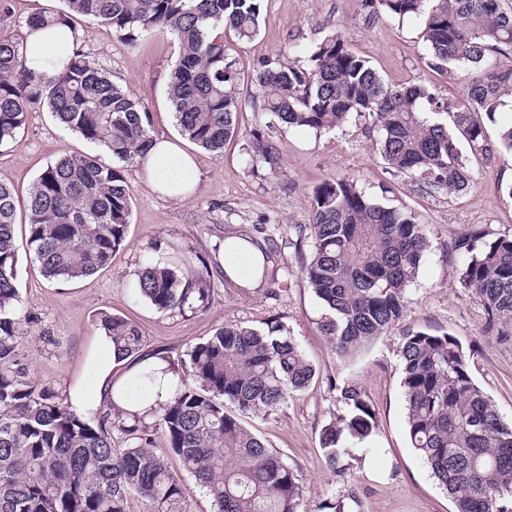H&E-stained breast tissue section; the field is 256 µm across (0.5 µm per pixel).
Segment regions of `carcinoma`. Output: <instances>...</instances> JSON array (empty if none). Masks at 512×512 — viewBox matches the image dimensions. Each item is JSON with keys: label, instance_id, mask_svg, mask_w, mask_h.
<instances>
[{"label": "carcinoma", "instance_id": "cac0c4a2", "mask_svg": "<svg viewBox=\"0 0 512 512\" xmlns=\"http://www.w3.org/2000/svg\"><path fill=\"white\" fill-rule=\"evenodd\" d=\"M26 20L28 26H67L88 17L119 39L138 42L158 31L174 35L179 53L168 95L180 131L217 156L236 136L242 80L250 78L259 109L270 121L316 132L364 118L385 168L408 174L435 191L466 190L471 174L460 143L491 159L512 153V125L487 138L480 117L512 112V10L503 0H363L368 13L412 18L422 27L428 64L454 77L470 75L463 102L450 104L430 89L394 87L329 34L304 48L307 65L268 58L250 74L224 41L209 37L219 25L239 40L260 31L263 0H60ZM61 72L44 77L26 65L22 38L0 31V145L15 138L29 114L46 109L56 122L112 156L68 153L47 166L29 190L28 244L41 273L69 282L107 267L124 246L132 199L126 168L143 162L152 145L150 113L131 98L77 42L61 49ZM248 154L278 169L279 154L264 132L251 133ZM18 199L0 183V512H128L135 494L152 512H186L188 488L169 454L206 491L214 512H303V487L294 469L226 411L267 415L292 391L305 389L315 368L274 321L264 329L221 327L190 354V384L170 357L168 368L148 370L143 385L178 376L158 417L167 442L159 450L139 426L107 407L91 424L40 388L20 360L23 339L16 285ZM310 242L302 275L320 301L317 328L336 354L353 359L401 320L407 288L429 248L425 226L383 203L349 179L326 181L313 195L310 224L297 225ZM477 231L458 250L461 288L484 312L485 331L512 344V235L485 240ZM192 258L148 262L136 289L161 312H196L209 304L207 267ZM118 360L141 359L144 337L132 320L101 313ZM401 388L414 452L454 500L456 512H512V424L470 376L461 342L444 333L407 330L399 344ZM346 411L322 429L328 467L348 470L344 442H373L375 413L354 384L339 388ZM124 435L114 444L112 431Z\"/></svg>", "mask_w": 512, "mask_h": 512}]
</instances>
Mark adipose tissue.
Segmentation results:
<instances>
[{"instance_id":"adipose-tissue-1","label":"adipose tissue","mask_w":512,"mask_h":512,"mask_svg":"<svg viewBox=\"0 0 512 512\" xmlns=\"http://www.w3.org/2000/svg\"><path fill=\"white\" fill-rule=\"evenodd\" d=\"M22 35L28 67L37 73L54 76L52 61L55 51L51 45V34L27 27ZM144 167L151 189L171 200H186L199 179L194 157L178 142L164 137L155 139ZM89 365L90 376L80 377L66 391L67 402L77 415L93 417L103 406L118 402L126 412L147 419L151 417L153 408L167 398V390L154 387L144 391L139 401H122L121 390L140 374L143 367L161 369L165 363L151 358L143 365L121 367L112 356V342L106 334L95 336Z\"/></svg>"}]
</instances>
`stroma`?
Instances as JSON below:
<instances>
[{"label":"stroma","instance_id":"obj_1","mask_svg":"<svg viewBox=\"0 0 512 512\" xmlns=\"http://www.w3.org/2000/svg\"><path fill=\"white\" fill-rule=\"evenodd\" d=\"M77 29L86 51L148 108L153 134L179 136L167 91L168 73L179 52L174 36L158 34L130 44L85 17L79 18ZM329 33L342 35L388 83L424 85L452 103L464 98L463 79L448 78L428 66L416 22L369 16L361 0H264L259 35L242 43L228 32L224 42L247 69L266 57L297 65L304 61L298 47ZM240 93L238 133L225 144L223 155L184 144L200 173L187 200L152 192L143 165L128 168L132 215L126 242L107 268L74 283L48 281L27 250L24 223L16 224L17 285L26 316L21 352L32 377L65 401L67 387L86 370V354L104 311L140 327L143 355L162 352L176 362L186 360L195 344L224 325L261 329L277 320L288 327L316 376L306 389L290 393L273 414H243L239 420L293 467L304 489L305 512H325L326 503L345 493L351 496L350 512H455L453 499L410 446L397 351L402 331L409 328L455 336L469 357L473 380L502 419L512 422V344L484 333L481 306L458 282L456 249L477 228L492 238L512 235V198L505 192L512 185V155L480 163L463 151L474 175L471 188L459 194L430 192L409 175L385 169L361 120L321 133L270 126L252 88L242 87ZM258 125L278 149L277 172L253 166L247 154ZM90 149L49 112L31 113L16 138L0 146V181L26 200L31 184L48 165L64 153ZM342 178L357 181L372 194H385L389 205L415 214L430 240L408 289L403 319L376 339L350 370L317 330L321 305L302 276L295 232L296 225L310 221L315 188ZM241 233L262 244L274 241L277 247L274 275L252 288L225 282L218 261L225 237ZM195 254L205 258L210 272L211 299L204 310L161 312L136 291L137 273L146 260L168 262ZM347 382L362 389L375 413V451L341 477L327 468L319 437L333 414L342 411L338 388Z\"/></svg>","mask_w":512,"mask_h":512}]
</instances>
